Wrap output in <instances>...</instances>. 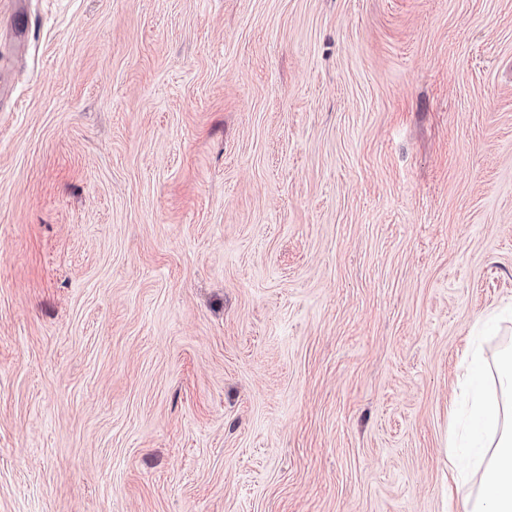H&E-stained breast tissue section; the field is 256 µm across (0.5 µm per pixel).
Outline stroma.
Returning a JSON list of instances; mask_svg holds the SVG:
<instances>
[{
    "mask_svg": "<svg viewBox=\"0 0 512 512\" xmlns=\"http://www.w3.org/2000/svg\"><path fill=\"white\" fill-rule=\"evenodd\" d=\"M507 304L512 0H0V512H460Z\"/></svg>",
    "mask_w": 512,
    "mask_h": 512,
    "instance_id": "obj_1",
    "label": "stroma"
}]
</instances>
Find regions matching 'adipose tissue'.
<instances>
[{"mask_svg": "<svg viewBox=\"0 0 512 512\" xmlns=\"http://www.w3.org/2000/svg\"><path fill=\"white\" fill-rule=\"evenodd\" d=\"M484 377L482 353L473 350L465 381L475 409L472 465L480 474V482L476 496L464 501L463 512H512V352L498 368L495 396L486 394Z\"/></svg>", "mask_w": 512, "mask_h": 512, "instance_id": "adipose-tissue-1", "label": "adipose tissue"}]
</instances>
